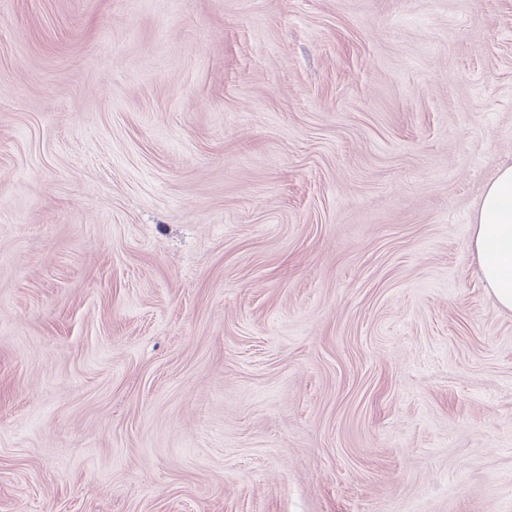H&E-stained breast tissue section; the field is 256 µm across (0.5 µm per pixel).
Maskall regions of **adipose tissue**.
Segmentation results:
<instances>
[{"mask_svg":"<svg viewBox=\"0 0 512 512\" xmlns=\"http://www.w3.org/2000/svg\"><path fill=\"white\" fill-rule=\"evenodd\" d=\"M471 247L496 303L512 311V164L500 167L483 190Z\"/></svg>","mask_w":512,"mask_h":512,"instance_id":"adipose-tissue-1","label":"adipose tissue"}]
</instances>
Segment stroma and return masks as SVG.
Listing matches in <instances>:
<instances>
[{
	"mask_svg": "<svg viewBox=\"0 0 512 512\" xmlns=\"http://www.w3.org/2000/svg\"><path fill=\"white\" fill-rule=\"evenodd\" d=\"M512 0H0V512H512ZM471 247L498 306L512 311V164L499 168L482 193Z\"/></svg>",
	"mask_w": 512,
	"mask_h": 512,
	"instance_id": "1",
	"label": "stroma"
}]
</instances>
